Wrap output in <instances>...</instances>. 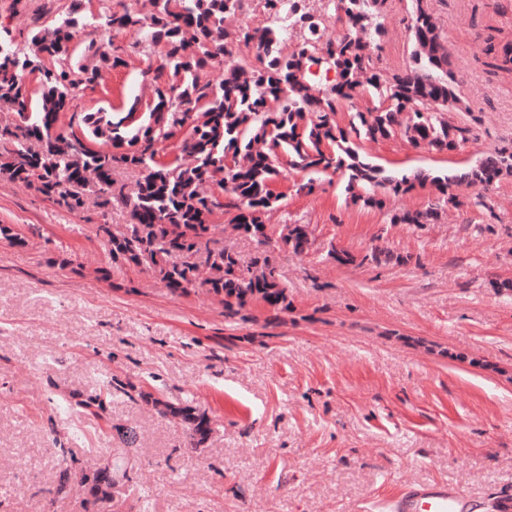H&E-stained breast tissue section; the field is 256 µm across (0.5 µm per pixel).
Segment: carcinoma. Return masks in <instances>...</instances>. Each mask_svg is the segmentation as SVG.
Returning a JSON list of instances; mask_svg holds the SVG:
<instances>
[{"instance_id":"carcinoma-1","label":"carcinoma","mask_w":512,"mask_h":512,"mask_svg":"<svg viewBox=\"0 0 512 512\" xmlns=\"http://www.w3.org/2000/svg\"><path fill=\"white\" fill-rule=\"evenodd\" d=\"M242 2L151 0L153 9L143 14L131 3L95 13L86 0H64L45 25L17 35L0 30V112L18 117L0 125V177L70 212L92 206L104 215L112 199L121 198L132 220L127 230L97 225L112 266L148 270L173 293L204 288L224 298L226 315L236 316L253 300L288 310L274 253L289 247L303 254L311 245L308 225L290 224L274 242L263 220L281 198L272 186L283 165L307 174L296 184L299 193L312 194L314 175L330 171L344 177L353 202L370 208H383L392 194L434 188V204L395 211L393 224H428L439 208H459L460 187L473 189V203L483 206L512 176V151L506 149L444 172H396L359 153L362 141L400 137L415 148L449 154L475 138L469 124L450 118L470 106L426 0H409L410 63L391 72L379 67L386 0H329L323 8L312 0H264V24L227 25ZM287 27L300 34L291 48L284 45ZM99 28L144 35L166 79L153 87L144 110L137 98L122 116L83 114L80 137L57 132L60 113L78 94L123 63V49L113 43L97 47L91 64L68 52L79 35ZM243 44L252 46L251 57L239 55ZM482 52L486 73L512 70L511 40L490 33ZM314 64L320 65L318 76L310 72ZM343 110L349 113L345 125L337 119ZM175 138L180 156L159 164L160 146ZM118 165L140 170L142 178L128 190L116 185L112 170ZM223 222L260 246L249 263L216 246ZM328 254L341 265L406 262L379 245L359 261L332 243ZM111 395L105 385L78 406L102 410ZM163 414L179 421L190 451L213 431L193 406L167 404ZM117 432L123 447L107 449L108 463L92 480L79 481L84 512L127 508V501L114 500L112 488L118 478L128 479L136 434L122 427Z\"/></svg>"}]
</instances>
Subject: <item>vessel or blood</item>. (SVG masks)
<instances>
[{"mask_svg": "<svg viewBox=\"0 0 512 512\" xmlns=\"http://www.w3.org/2000/svg\"><path fill=\"white\" fill-rule=\"evenodd\" d=\"M387 512H482L480 499L446 482L413 483L389 499Z\"/></svg>", "mask_w": 512, "mask_h": 512, "instance_id": "vessel-or-blood-1", "label": "vessel or blood"}]
</instances>
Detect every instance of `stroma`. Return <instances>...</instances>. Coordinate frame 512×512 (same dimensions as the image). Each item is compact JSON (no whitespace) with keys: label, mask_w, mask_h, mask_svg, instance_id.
<instances>
[{"label":"stroma","mask_w":512,"mask_h":512,"mask_svg":"<svg viewBox=\"0 0 512 512\" xmlns=\"http://www.w3.org/2000/svg\"><path fill=\"white\" fill-rule=\"evenodd\" d=\"M453 50L477 138L453 153L401 139L363 143L367 160L396 171H443L512 146V71L488 75L477 57L484 26L512 36V0H427ZM60 0H0V25L45 24ZM383 64L410 62L406 0H387ZM117 35L126 64L84 90L73 114L125 112L148 100L144 72L160 59ZM142 86L129 92L131 83ZM282 199L265 215L272 234L308 225L312 246L276 251L289 311L256 301L228 318L199 288L171 293L150 272L117 269L96 231L125 230L108 215L66 211L0 179V512H83L76 487L58 491L61 458L86 466L134 426L133 487L144 512H382L406 484L445 481L485 501L512 500V177L488 207L441 209L434 223L394 224L396 211L434 203L430 189L353 203L336 174ZM362 256L380 244L404 263L342 265L328 244ZM133 382L190 404L213 433L195 453L179 428L141 399L115 394L105 412L68 405L108 382Z\"/></svg>","instance_id":"obj_1"}]
</instances>
